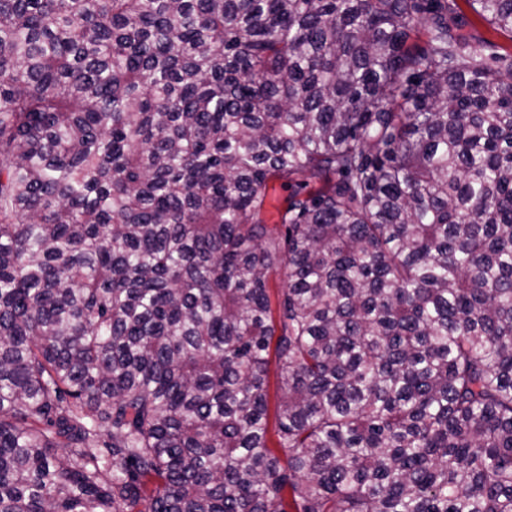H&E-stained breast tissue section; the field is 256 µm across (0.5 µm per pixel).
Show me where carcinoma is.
<instances>
[{"instance_id": "cac0c4a2", "label": "carcinoma", "mask_w": 512, "mask_h": 512, "mask_svg": "<svg viewBox=\"0 0 512 512\" xmlns=\"http://www.w3.org/2000/svg\"><path fill=\"white\" fill-rule=\"evenodd\" d=\"M466 26L0 0V512H512V52ZM288 189L282 186L280 180H270L269 182V195L267 203V219L268 224H276L277 219V208H280L284 204L285 198L288 196Z\"/></svg>"}]
</instances>
